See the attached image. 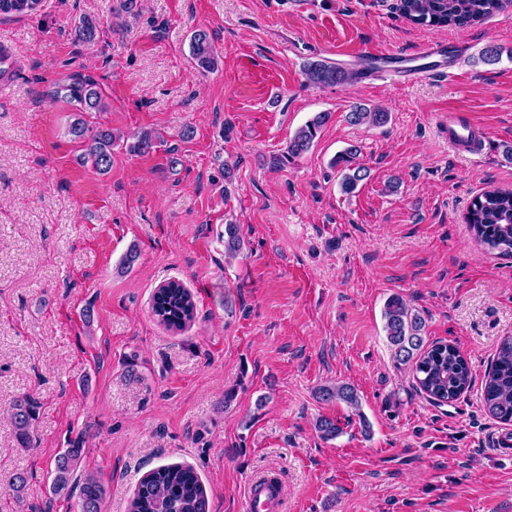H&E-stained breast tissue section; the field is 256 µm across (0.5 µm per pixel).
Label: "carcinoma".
Segmentation results:
<instances>
[{"label": "carcinoma", "mask_w": 512, "mask_h": 512, "mask_svg": "<svg viewBox=\"0 0 512 512\" xmlns=\"http://www.w3.org/2000/svg\"><path fill=\"white\" fill-rule=\"evenodd\" d=\"M42 0H7L0 3V15L22 16L37 12ZM512 4V0H399L398 11L409 21L426 27H466ZM96 20L83 17L75 29V38L90 43L97 35ZM191 53L198 69L209 72L216 60L209 33L197 30L191 41ZM309 83L331 86L351 83L356 72L343 69L326 60H315L304 65ZM52 98L63 99L75 107V118L70 133L84 143L80 156L100 172L112 166V148L116 136L109 128L92 127L85 115L105 110V102L98 85L87 79H71L52 91ZM329 113L319 112L300 128L290 140L288 156L294 158L309 150L326 124ZM353 125L380 127L390 121V114L379 107H354L348 113ZM157 136L141 131L127 144L128 150L137 154L151 152ZM355 149L350 148L334 159V165L348 169L341 181L344 193H352L366 176L360 166L354 167ZM466 223L474 240L481 246L502 255H512V191L487 190L472 202ZM239 228L236 224L224 225L225 252L232 256L239 250ZM156 320L169 330H180L193 320L196 304L191 293L180 282L171 280L156 289L151 304ZM383 318L387 339L394 348L395 357L411 367L416 390L429 401L442 405L460 398L472 386L468 363L454 345L436 342L424 346L421 331L424 321L410 312L407 303L399 296L387 300ZM318 398L324 402L341 401L355 412H360V400L353 387L347 383L323 386ZM481 401L486 413L493 419L512 423V336L504 337L497 349L496 358L485 377ZM37 402L22 394L12 400L11 423L19 445L30 443L34 422L38 418ZM84 449L80 441L72 440L55 459V476L52 494L71 497L77 494L79 512H101L106 496L103 483L92 474L77 475ZM130 512H207L204 489L193 468L189 466H160L143 476L130 502Z\"/></svg>", "instance_id": "cac0c4a2"}]
</instances>
